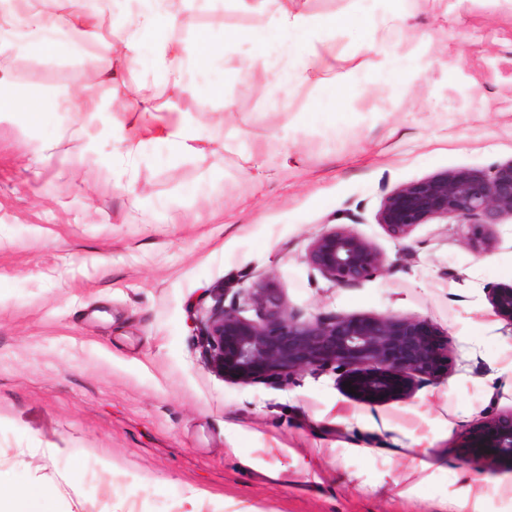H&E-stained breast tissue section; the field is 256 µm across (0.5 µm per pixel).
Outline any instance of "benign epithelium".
<instances>
[{"label": "benign epithelium", "instance_id": "1", "mask_svg": "<svg viewBox=\"0 0 512 512\" xmlns=\"http://www.w3.org/2000/svg\"><path fill=\"white\" fill-rule=\"evenodd\" d=\"M512 218V159L491 172L454 170L405 184L384 199L378 223L403 239L433 218L470 221L467 246L494 248L493 228ZM306 262L337 285H350L382 273L384 256L349 227L315 237ZM212 305L198 336L210 368L243 384L283 387L294 375L332 372L351 383L352 396L368 403L409 399L425 380L449 374L448 342L422 318L321 315L301 319L289 311L281 292L268 283L240 289L225 301L224 287L211 289ZM490 304L512 324V284L488 293ZM252 309L255 318L242 311ZM460 458L470 465L512 464V410L483 417L461 436Z\"/></svg>", "mask_w": 512, "mask_h": 512}]
</instances>
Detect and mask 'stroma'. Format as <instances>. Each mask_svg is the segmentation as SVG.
<instances>
[{"instance_id": "35a3bbf8", "label": "stroma", "mask_w": 512, "mask_h": 512, "mask_svg": "<svg viewBox=\"0 0 512 512\" xmlns=\"http://www.w3.org/2000/svg\"><path fill=\"white\" fill-rule=\"evenodd\" d=\"M292 2L367 10L378 29L337 31L330 69L275 96L245 43L191 97L143 68L89 84L87 61L114 70L108 29L76 54L0 51V87L60 103L36 129L0 116V483L43 486V512H187L191 496L197 512H512V468L455 449L512 410V326L488 300L512 283V219L482 254L453 218L404 239L377 221L404 184L512 159V0H401L398 22L388 0ZM255 23L213 0L205 19L183 7L172 35L190 47ZM333 81L343 95L323 119L313 107ZM145 90L157 112L197 115L200 153L118 147L113 129L138 115L112 95ZM86 93L99 105L88 130L67 109ZM341 226L384 255L383 273L339 286L306 263L311 240ZM269 282L303 319H427L448 338L449 376L374 405L331 373L285 387L217 376L197 343L210 289Z\"/></svg>"}]
</instances>
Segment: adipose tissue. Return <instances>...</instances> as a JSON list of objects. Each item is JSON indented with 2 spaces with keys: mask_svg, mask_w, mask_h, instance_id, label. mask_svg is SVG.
I'll list each match as a JSON object with an SVG mask.
<instances>
[{
  "mask_svg": "<svg viewBox=\"0 0 512 512\" xmlns=\"http://www.w3.org/2000/svg\"><path fill=\"white\" fill-rule=\"evenodd\" d=\"M87 2L73 0L69 14L64 17L45 12L31 14L18 21L20 49H29V40L33 37L38 40L37 55L41 58L63 50L74 52L82 49L94 36L93 17ZM243 2L259 19L258 25L246 35L252 45L249 64L268 75V90L274 95L288 85V60L293 57L298 40H305L309 44L323 43L330 39L336 29L352 24L368 29L374 24L369 15L356 18L313 16L290 8L288 0ZM134 3V8L127 11L124 25L113 34L112 52L118 64H137L143 48H150L152 65L165 73L171 91L178 95L193 93L194 85L186 77L187 62H194L200 68L205 62L223 56L226 42L233 39L232 33H225L220 41L202 39L188 50L168 35L169 29L176 23L169 0H134ZM113 107L115 111L135 112L140 116L137 130L124 138L126 151H133L146 137L163 142L175 158L198 151L201 136L190 116L180 115L171 123L153 112L148 99L121 94L114 96ZM57 109L56 100L48 97L0 93V115L22 113L27 125L32 128L43 125L48 115Z\"/></svg>",
  "mask_w": 512,
  "mask_h": 512,
  "instance_id": "obj_1",
  "label": "adipose tissue"
}]
</instances>
